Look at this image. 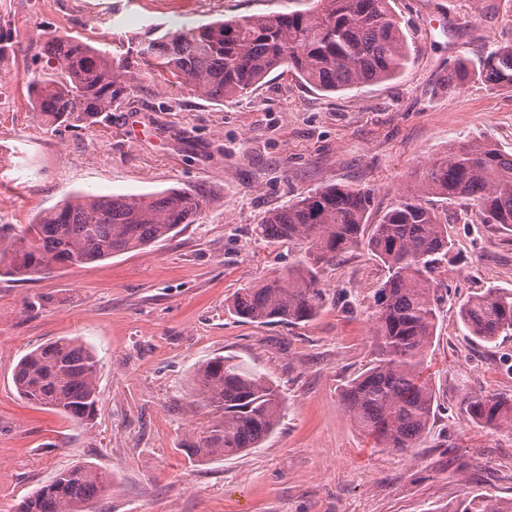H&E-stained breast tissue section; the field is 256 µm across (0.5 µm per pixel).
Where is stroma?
Returning a JSON list of instances; mask_svg holds the SVG:
<instances>
[{"instance_id": "1", "label": "stroma", "mask_w": 512, "mask_h": 512, "mask_svg": "<svg viewBox=\"0 0 512 512\" xmlns=\"http://www.w3.org/2000/svg\"><path fill=\"white\" fill-rule=\"evenodd\" d=\"M310 0H0V225L14 234L84 193L139 195L206 184L222 199L172 237L31 280L0 273V512L58 471L89 463L112 479L89 512H433L474 492L512 499V431L470 421L471 396H512V335L485 344L458 316L468 296L512 288V231L448 215L452 265L436 275V337L427 358L437 403L418 447H374L341 392L374 348L369 311L385 269L366 247L320 272L324 303L298 325L236 316L241 289L305 254L258 226L326 185L374 188L380 218L422 163L482 141L512 153V92L455 77L512 39V0H394L412 51L398 77L322 92L271 72L242 96L209 100L142 70L111 121L48 127L29 102L49 67L48 35L96 48L230 18L304 10ZM34 310H27V303ZM74 338L97 355L99 402L80 426L16 392L22 356ZM226 355L259 366L283 410L260 447L198 464L183 450L211 415L194 373Z\"/></svg>"}]
</instances>
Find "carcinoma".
<instances>
[{
    "mask_svg": "<svg viewBox=\"0 0 512 512\" xmlns=\"http://www.w3.org/2000/svg\"><path fill=\"white\" fill-rule=\"evenodd\" d=\"M46 45L54 66L30 84L33 107L49 125H92L130 98L141 67L168 71L214 100L248 93L284 67L324 92L358 88L400 75L411 51L391 0H316L304 11L228 19L187 32L120 44L112 50L60 36ZM478 74L494 88L512 89V43L490 47L477 60L463 58L456 78ZM432 197L472 207L473 223L512 227V153L474 141L450 147L424 163L398 189L376 224L369 218L371 188L329 185L270 212L259 225L274 241H303V259L285 272L244 288L236 315L257 324H300L323 306L321 267L362 244L387 271L370 311L375 358L342 392L345 412L375 447L403 452L425 433L436 391L424 375L436 336L434 273L450 253L447 218ZM222 205L194 186L148 195H75L1 245L0 267L21 280L54 267L81 266L163 241L182 224ZM459 317L477 341L493 343L512 332V288L491 286L468 297ZM97 361L75 339L27 353L13 381L21 398L89 425L97 411ZM198 396L212 420L198 444L184 449L197 461L232 457L258 447L277 427L283 409L277 386L237 356L203 362L195 372ZM470 419L512 430V398L475 396ZM106 475L92 465L59 471L27 496L18 512H85L101 496ZM448 512H512V502L466 495Z\"/></svg>",
    "mask_w": 512,
    "mask_h": 512,
    "instance_id": "1",
    "label": "carcinoma"
}]
</instances>
